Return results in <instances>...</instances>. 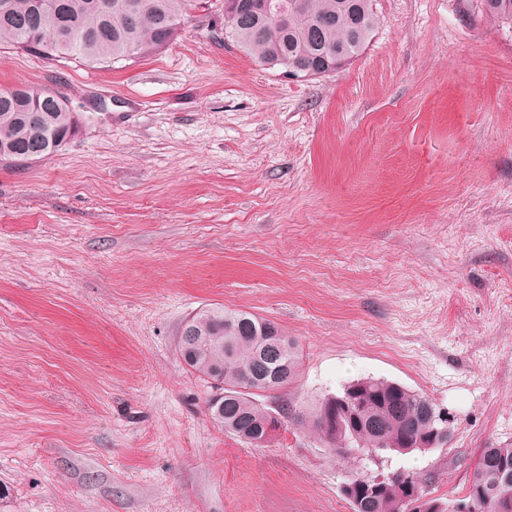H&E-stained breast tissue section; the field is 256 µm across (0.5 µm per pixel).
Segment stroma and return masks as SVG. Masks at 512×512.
Segmentation results:
<instances>
[{
  "label": "stroma",
  "instance_id": "obj_1",
  "mask_svg": "<svg viewBox=\"0 0 512 512\" xmlns=\"http://www.w3.org/2000/svg\"><path fill=\"white\" fill-rule=\"evenodd\" d=\"M204 3L111 67L0 48V89L79 118L0 166V512H351L357 463L304 412L364 378L448 413L446 444L372 473L465 498L512 446V29L481 0H376L361 55L293 80ZM212 306L298 343L295 383L257 397L298 409L264 446L179 355Z\"/></svg>",
  "mask_w": 512,
  "mask_h": 512
}]
</instances>
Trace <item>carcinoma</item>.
I'll return each mask as SVG.
<instances>
[{
    "mask_svg": "<svg viewBox=\"0 0 512 512\" xmlns=\"http://www.w3.org/2000/svg\"><path fill=\"white\" fill-rule=\"evenodd\" d=\"M486 13L512 26V0H482ZM203 0H0V46L43 56L67 55L112 64L152 54L177 37L181 24ZM43 11L36 24L33 17ZM378 19L374 0H288L274 22L243 14L224 34L259 64L293 62L334 71L366 48ZM78 118L57 93L30 86L0 89V163L21 166L58 151ZM185 365L220 386L209 400L211 417L249 443L264 433L267 411L252 390L280 389L297 376L296 342L274 322L246 311L207 308L184 324L178 342ZM360 404L346 411L325 397L311 408L313 428L336 455L374 460L386 450L403 452L409 440L426 445L436 436L437 405L422 393L374 379L358 381ZM512 447L482 449L466 499L476 512H512V481L501 475ZM376 476L350 473L351 512H413L389 477L370 491Z\"/></svg>",
    "mask_w": 512,
    "mask_h": 512,
    "instance_id": "carcinoma-1",
    "label": "carcinoma"
}]
</instances>
